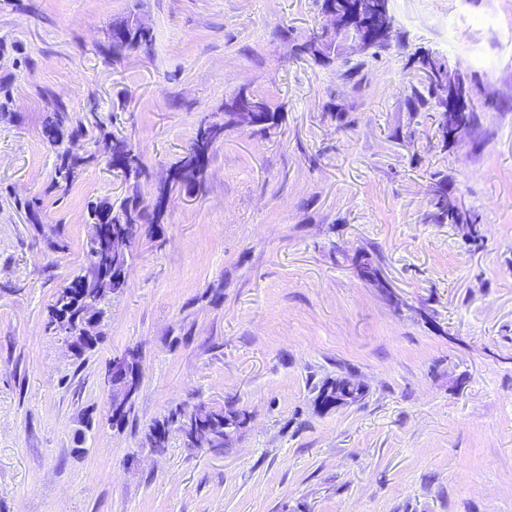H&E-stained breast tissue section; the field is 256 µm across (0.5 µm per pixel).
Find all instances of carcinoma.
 I'll list each match as a JSON object with an SVG mask.
<instances>
[{"instance_id": "cac0c4a2", "label": "carcinoma", "mask_w": 512, "mask_h": 512, "mask_svg": "<svg viewBox=\"0 0 512 512\" xmlns=\"http://www.w3.org/2000/svg\"><path fill=\"white\" fill-rule=\"evenodd\" d=\"M152 32L133 31L124 44L109 43L102 48V54L114 61L122 59L130 53L151 50ZM438 97L437 84L427 82L423 89L412 90L410 101L416 112H432ZM215 121L206 116L201 119L196 135L184 155L170 167L174 178L158 188L162 201H167L172 190L179 189L188 193L201 186L214 145L220 140L211 134ZM41 135L56 154L49 190L66 194L80 171L98 161V157L90 149H81L80 140H103L109 147L107 164L132 188V194L114 204L108 198L90 200L86 204L85 218L89 224H105L107 226L121 224H138L143 229H150L162 220L161 207L156 203L145 201L138 192V187L146 171L135 146L126 139L112 136V132L97 122L89 127L82 121H72L64 110L59 107L53 112L44 114L41 122ZM432 206L430 220L434 224H466L468 236L476 242L481 234L477 218L465 208L454 204L448 197L442 184L432 186ZM100 260L90 248L83 250L78 271L67 283V287L78 291L82 288L94 287V275ZM126 283H112V295L99 301V312L102 320L110 316L112 298L124 293ZM247 412L228 401L222 407L198 405L187 412L180 407L169 411L164 419L153 426L158 432L159 440L154 451L162 452L167 448L170 429H176L185 445L202 448H223L231 438L246 427Z\"/></svg>"}]
</instances>
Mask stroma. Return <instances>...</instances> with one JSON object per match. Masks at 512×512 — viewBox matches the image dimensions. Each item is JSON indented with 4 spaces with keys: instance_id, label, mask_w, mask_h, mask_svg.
<instances>
[{
    "instance_id": "stroma-1",
    "label": "stroma",
    "mask_w": 512,
    "mask_h": 512,
    "mask_svg": "<svg viewBox=\"0 0 512 512\" xmlns=\"http://www.w3.org/2000/svg\"><path fill=\"white\" fill-rule=\"evenodd\" d=\"M392 5L389 48L322 64L289 53L322 0H0V512H512V0ZM129 17L150 53L105 59ZM421 51L471 79L478 124L446 148L408 109ZM243 85L278 126L225 130L201 189L173 191L140 239L99 343L67 352L44 320L85 205L130 189L100 162L49 191L43 114L62 103L131 141L149 199ZM437 178L480 243L428 222ZM35 197L37 216L14 204ZM357 251L386 289L358 279ZM132 349L115 427L104 374ZM339 376L364 398L320 412ZM230 399L251 421L229 447H149L171 408Z\"/></svg>"
}]
</instances>
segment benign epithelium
<instances>
[{"mask_svg":"<svg viewBox=\"0 0 512 512\" xmlns=\"http://www.w3.org/2000/svg\"><path fill=\"white\" fill-rule=\"evenodd\" d=\"M397 26L398 20L390 0H355L345 13L337 11L330 4L321 10V38L315 46L316 55L322 59H330L341 55L347 49L368 54L379 45L388 48ZM428 77L439 86L436 100L438 120L434 126V135L457 142L473 130V125L465 119L466 113L476 111L468 78L457 68L448 70L443 76L430 70ZM262 116L263 113L259 112L247 91H241L236 125L251 129L259 123ZM132 229L133 225L125 224L108 233L103 228L98 229L96 225H91L90 244L103 260L96 284L110 288L114 281L127 280L131 265L128 254L131 250ZM351 265L360 280L377 288L387 287L381 273L374 272L375 265L367 264V257L363 253L354 254ZM97 292V288L88 292L69 307L66 330L60 336L67 347H73L77 337L91 335L95 322L89 318L88 311L95 307L94 294ZM106 380L112 388V402L117 412L126 410L138 387V376L131 370L129 357L112 359L106 371Z\"/></svg>","mask_w":512,"mask_h":512,"instance_id":"obj_1","label":"benign epithelium"}]
</instances>
